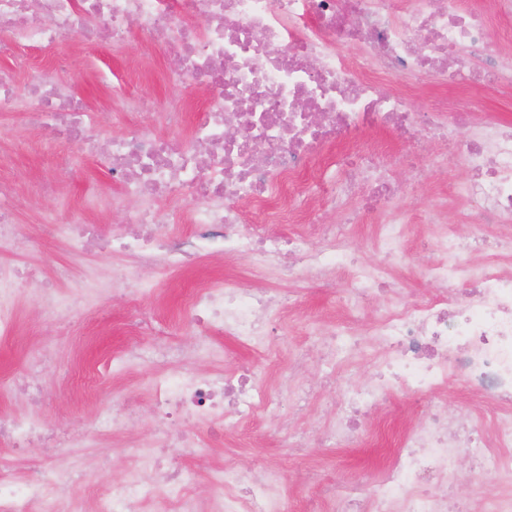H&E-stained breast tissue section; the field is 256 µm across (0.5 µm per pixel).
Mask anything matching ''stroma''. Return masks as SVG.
<instances>
[{"mask_svg":"<svg viewBox=\"0 0 512 512\" xmlns=\"http://www.w3.org/2000/svg\"><path fill=\"white\" fill-rule=\"evenodd\" d=\"M66 61L65 80L72 93L84 98L99 115L101 132L109 137L122 134L130 124L129 117L109 112L105 103L112 95L113 77H122L137 89L145 99L163 98L168 93L161 81V72L172 66L173 58L144 37L133 38L125 53H113L105 45H85L79 35H71L59 46L30 56L26 63H18L8 53H0V68L14 70L18 90H25L31 78L39 71L52 68L58 61ZM22 126L19 113L0 112V179L16 183L20 197L17 222L24 228L30 241L19 253H0V264L22 265L45 280H56L61 295L73 299L72 278L89 267L97 268L104 279L117 273H132L144 285L137 307H130L126 297L104 293L89 302L86 311L77 314L69 309L56 315L41 316L28 282H18L20 306L18 331L13 339L0 342V416L4 418L26 415L24 404L11 396L12 382L23 372L30 357L42 345H52L57 358L44 375L45 395L38 413L46 427L58 435L82 430L96 417L101 406L113 394L128 399L139 411L135 440L142 441L154 433L156 426L148 405L146 381L155 373L151 367L122 368L120 356L131 338V320L136 311L151 313L155 328L143 332L139 341L143 349L152 350L165 345L191 347L195 333L184 323V303L195 287L204 281L227 276L239 287H255V280L238 261L220 255L200 257L188 269L152 270L138 267L121 255L89 253L73 259L42 226L44 213L55 211L65 220L77 214L88 190L111 191L110 181L93 160L78 158L77 150L67 143L53 144L48 151H40L44 135L29 131L25 144L16 146L12 137ZM378 140L393 161V173L398 180H406L408 167L402 159L414 156L428 166L431 173L429 188L418 195L400 200L401 213L422 210L429 206L436 192L452 186L466 175L456 146L448 148L447 166H439L425 132L405 139L393 134L379 135ZM432 225H423L419 234L405 244L409 258L407 267L399 271L398 280L411 297L430 296L434 284L421 275L433 259L432 254L420 248L430 240ZM275 288L290 293L296 308L288 325L289 347L307 343L308 318L325 316L333 305L325 289L312 283H297L282 278L273 282ZM424 414L422 406L403 394H394L366 421L363 437L353 448H312L304 460L286 455L280 445L281 435L276 420L262 418L251 421L233 432L212 435L202 428L203 436L214 444L213 461L247 472L253 468L274 464L284 473L281 494L292 500L296 512H307L315 503L318 492L306 482L303 473L314 468L325 479L339 483L350 481L364 471H379L388 464L399 433L414 424ZM111 437L99 440L97 447L88 448H29L23 452L0 446V466L8 470H26L46 456H53L57 465L67 466L74 461L92 458L97 448H107Z\"/></svg>","mask_w":512,"mask_h":512,"instance_id":"1","label":"stroma"}]
</instances>
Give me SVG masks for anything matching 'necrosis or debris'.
<instances>
[{
	"label": "necrosis or debris",
	"mask_w": 512,
	"mask_h": 512,
	"mask_svg": "<svg viewBox=\"0 0 512 512\" xmlns=\"http://www.w3.org/2000/svg\"><path fill=\"white\" fill-rule=\"evenodd\" d=\"M77 31L87 42L103 39L116 53L125 52L136 33L162 43L178 58L163 72L175 93L150 103L125 89L115 92L110 111L135 113L137 121L127 135L101 142L89 135L96 113L71 95L60 69L39 73L25 96L13 74L0 69V112L26 113L32 126L86 146L122 185L116 194L91 193L81 216L69 223L45 217L48 234L66 241L73 254L95 245L147 268L181 267L221 252L271 274L290 258L310 280L344 282L357 309L404 265L413 227L438 225L435 247L442 258L424 273L439 285V295L389 300L361 330L349 324L313 329L321 362L331 371L350 358L359 335L375 343L373 374L341 394L323 432L327 446H352L362 417L392 390L426 400L429 408L426 419L404 431L372 492L344 490L332 481L318 488L328 512H512V495L493 491L494 484H512V123L474 118L475 86L512 85V69L491 56L474 71L456 55L460 48L483 52L485 15L467 0H0V52L24 58ZM423 73L466 89V96L446 113L413 111L412 80ZM182 88L205 94L206 106L181 138L155 134L159 123L182 127ZM416 125L432 129L442 145L449 135L461 136L468 176L428 209L398 219L397 195L427 183L424 166L413 167L398 189L379 154L348 152L335 159L325 150L339 139L353 144L368 130L404 133ZM338 164L350 174L330 181L325 171ZM312 170L320 173L313 185L305 179ZM359 188L366 209L386 215L374 236L382 254L376 262L346 257L363 217L344 204ZM183 197L194 201L184 223L200 228L189 251L180 246L181 231L160 220L162 203ZM476 197L483 219L467 234L441 219L449 200ZM311 205L340 215L326 226L322 247H313L303 232H265L268 224L303 223ZM15 209L14 185L0 181L1 251L26 246ZM101 210L121 211L124 227L89 223V214ZM490 224L501 228L493 243L486 236ZM25 275L18 266L0 269V339L17 331L16 283ZM185 311L198 336L193 350L166 346L149 354L134 346L123 356L126 366L159 369L148 387L159 429L139 444L123 479L106 495L86 500L73 492L85 472L51 461L20 473L1 469L0 512H291L279 492V470L247 476L209 463L210 491L202 495L189 472L170 460L174 448L181 456L207 459L198 426L271 415L282 396L295 409L305 407L307 391L299 383L305 351L292 354L272 389L265 378L216 366V334L278 356L269 342L270 325L286 320L277 293L218 279L196 287ZM453 374L475 400L474 419L448 415L441 394ZM136 421L134 413L107 406L72 440L91 444L111 432H131ZM47 435L38 415L0 417V443L25 448ZM463 455L477 469L474 509L448 497Z\"/></svg>",
	"instance_id": "4bbe7bcc"
}]
</instances>
